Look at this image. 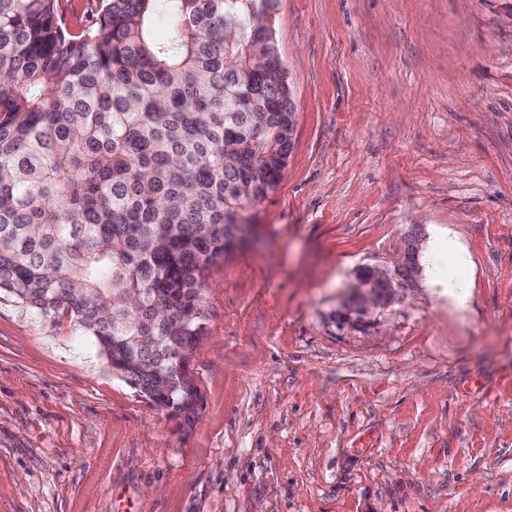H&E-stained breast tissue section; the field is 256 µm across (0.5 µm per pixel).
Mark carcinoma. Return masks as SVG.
Returning a JSON list of instances; mask_svg holds the SVG:
<instances>
[{
  "mask_svg": "<svg viewBox=\"0 0 512 512\" xmlns=\"http://www.w3.org/2000/svg\"><path fill=\"white\" fill-rule=\"evenodd\" d=\"M61 2L0 0V296L70 316L154 406L186 411L203 273L290 150L277 0H98L77 30ZM357 287L389 298L367 269Z\"/></svg>",
  "mask_w": 512,
  "mask_h": 512,
  "instance_id": "carcinoma-1",
  "label": "carcinoma"
}]
</instances>
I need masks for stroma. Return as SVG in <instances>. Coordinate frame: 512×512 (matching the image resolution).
Returning a JSON list of instances; mask_svg holds the SVG:
<instances>
[{
	"mask_svg": "<svg viewBox=\"0 0 512 512\" xmlns=\"http://www.w3.org/2000/svg\"><path fill=\"white\" fill-rule=\"evenodd\" d=\"M511 1L278 0L290 153L204 272L191 409L0 298V512H512Z\"/></svg>",
	"mask_w": 512,
	"mask_h": 512,
	"instance_id": "35a3bbf8",
	"label": "stroma"
}]
</instances>
